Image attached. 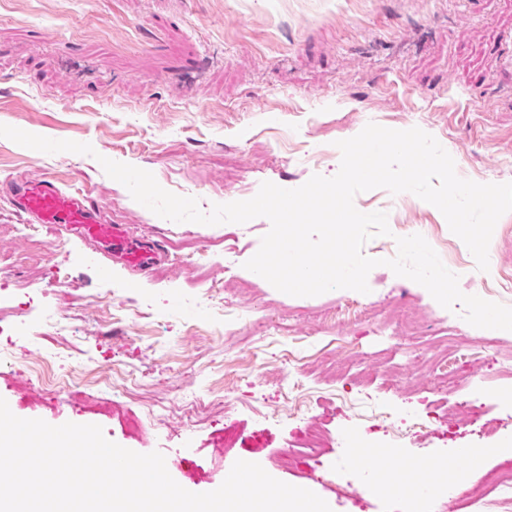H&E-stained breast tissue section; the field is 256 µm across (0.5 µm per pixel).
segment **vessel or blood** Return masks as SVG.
Returning <instances> with one entry per match:
<instances>
[{"label":"vessel or blood","mask_w":512,"mask_h":512,"mask_svg":"<svg viewBox=\"0 0 512 512\" xmlns=\"http://www.w3.org/2000/svg\"><path fill=\"white\" fill-rule=\"evenodd\" d=\"M13 198L34 223L65 229L71 240L92 245L96 254L142 272L161 259L160 244L131 239L124 225L100 223L90 196L63 190L50 180H27L14 187Z\"/></svg>","instance_id":"vessel-or-blood-1"}]
</instances>
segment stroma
<instances>
[{"label": "stroma", "mask_w": 512, "mask_h": 512, "mask_svg": "<svg viewBox=\"0 0 512 512\" xmlns=\"http://www.w3.org/2000/svg\"><path fill=\"white\" fill-rule=\"evenodd\" d=\"M370 122L432 135L461 178L512 182V0H0V124L95 150L46 154L0 137V398L18 417L96 424L122 447L161 452L188 491L217 489L249 460L331 512H409L410 489L359 496L325 483L326 470L359 471L347 434L389 450L397 468L435 460L474 484L512 462V331L468 324L381 264L397 238L419 234L463 293L512 307V212L494 228L484 272L435 206L409 192L357 194L356 209L387 213L391 230L363 248L380 261L369 293L295 297L244 267L267 218L176 223L98 162L149 171L207 211L266 181L294 189L334 176L337 141ZM31 179L89 193L104 223L160 242L162 260L144 277L119 264L101 273L63 231L22 235L29 218L6 186ZM217 285L221 316L199 309ZM452 327L470 351L453 365L456 384L434 391L431 368L415 362ZM70 371L101 397L124 374L137 379L103 415L71 400ZM191 394L202 410L188 428L179 405ZM464 397L504 427L480 434L465 417L392 440L405 413ZM157 403L168 408L161 421ZM130 413L142 434L127 431ZM310 419L326 433L315 457L298 447ZM230 430L239 438L228 449ZM461 448L486 454L473 466Z\"/></svg>", "instance_id": "1"}]
</instances>
